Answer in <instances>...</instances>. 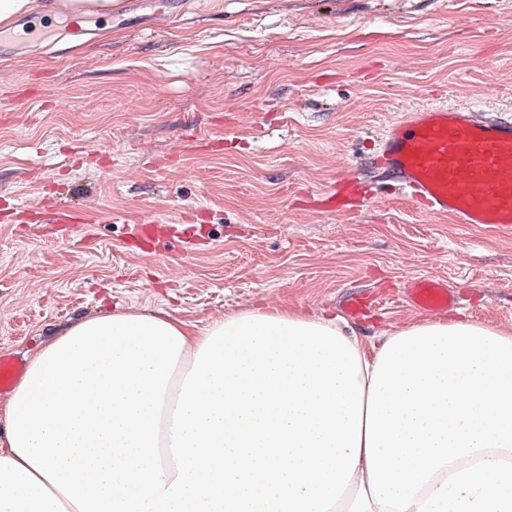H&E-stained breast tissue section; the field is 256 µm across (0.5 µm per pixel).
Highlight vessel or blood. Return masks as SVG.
<instances>
[{
    "label": "vessel or blood",
    "instance_id": "1",
    "mask_svg": "<svg viewBox=\"0 0 512 512\" xmlns=\"http://www.w3.org/2000/svg\"><path fill=\"white\" fill-rule=\"evenodd\" d=\"M373 165L387 171L428 216L460 224H492L512 236V113L477 115L471 106L442 103L407 110L380 138ZM354 185L328 191L319 210L333 215L349 206ZM409 302L428 312L453 303L447 280L412 276Z\"/></svg>",
    "mask_w": 512,
    "mask_h": 512
}]
</instances>
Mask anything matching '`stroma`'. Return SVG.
Masks as SVG:
<instances>
[{
	"mask_svg": "<svg viewBox=\"0 0 512 512\" xmlns=\"http://www.w3.org/2000/svg\"><path fill=\"white\" fill-rule=\"evenodd\" d=\"M138 0L63 32L31 24L0 64V348L28 361L85 316L163 309L203 329L255 306L348 314L363 336L425 320L397 286L447 279L448 314L512 329V237L429 217L366 159L405 110L512 109V0ZM350 172L371 199L315 203ZM75 206L56 237L55 202ZM193 213L209 238L165 253L129 227Z\"/></svg>",
	"mask_w": 512,
	"mask_h": 512,
	"instance_id": "obj_1",
	"label": "stroma"
}]
</instances>
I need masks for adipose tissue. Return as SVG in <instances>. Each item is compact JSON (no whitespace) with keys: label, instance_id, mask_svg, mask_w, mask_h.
Returning <instances> with one entry per match:
<instances>
[{"label":"adipose tissue","instance_id":"ef3b65f1","mask_svg":"<svg viewBox=\"0 0 512 512\" xmlns=\"http://www.w3.org/2000/svg\"><path fill=\"white\" fill-rule=\"evenodd\" d=\"M260 315L308 322L334 329L342 334L360 357L361 370L358 376L363 386H370L379 353L384 344L392 339V332L386 331L371 340H364L351 328L346 318L340 314L310 313L303 309L288 310L275 306L260 308ZM151 318L166 322L179 331L185 344L179 361L168 382L159 431V453L165 474V483H172L178 470L170 450V426L173 413L181 392L182 383L191 370L196 354L208 338V331L195 330L189 323L173 317L169 312L156 309L151 311ZM0 512H78L63 493L49 480L32 468L16 451L12 450L9 440H0ZM331 512H380L373 503L369 491V475L366 462L356 466L349 486L345 489L338 507Z\"/></svg>","mask_w":512,"mask_h":512}]
</instances>
